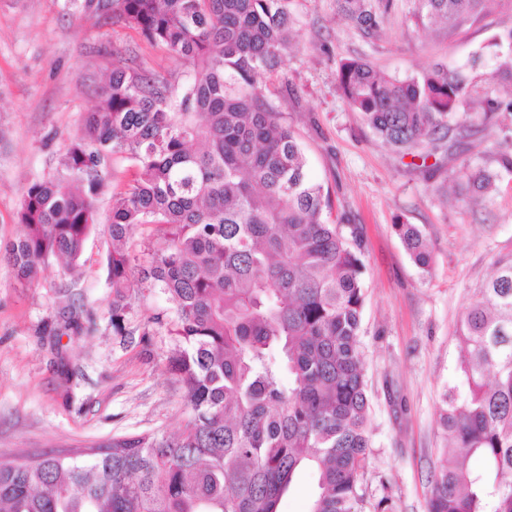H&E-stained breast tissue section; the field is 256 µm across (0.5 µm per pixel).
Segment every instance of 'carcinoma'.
Returning a JSON list of instances; mask_svg holds the SVG:
<instances>
[{"label": "carcinoma", "instance_id": "1", "mask_svg": "<svg viewBox=\"0 0 512 512\" xmlns=\"http://www.w3.org/2000/svg\"><path fill=\"white\" fill-rule=\"evenodd\" d=\"M416 25L452 33L504 0H413ZM353 25L379 28L392 0H339ZM113 18L168 49L182 80L115 67L97 108L68 144L65 174L22 193L21 233L0 264L22 284L50 260L73 272L96 223L109 159L135 174L113 196L107 224L112 335L127 324L132 291L158 289L177 337L172 354L188 414L174 435L119 434L88 457L42 454L0 465V512H278L310 467L308 512H358L372 447L360 337L365 301L357 228L329 222L332 202L307 173L293 128L268 81L286 49L285 0H65ZM494 75L512 81V29L495 43ZM347 104L390 150L425 161L488 114L463 112L459 70L385 75L361 59L336 75ZM499 173L460 164L475 198ZM163 241L133 275L129 238ZM395 230L413 262L432 269L415 224ZM468 300L459 360L442 397L441 427L455 450L431 480L428 512H512V250ZM79 315L45 334H79Z\"/></svg>", "mask_w": 512, "mask_h": 512}]
</instances>
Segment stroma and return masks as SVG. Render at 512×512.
<instances>
[{"instance_id":"stroma-1","label":"stroma","mask_w":512,"mask_h":512,"mask_svg":"<svg viewBox=\"0 0 512 512\" xmlns=\"http://www.w3.org/2000/svg\"><path fill=\"white\" fill-rule=\"evenodd\" d=\"M63 0H0V244L20 231L18 211L31 182L61 175L67 144L99 101L112 68L126 65L180 76V62L121 22L64 11ZM412 0H394L377 30L347 22L336 0H286L289 43L269 87L302 141L310 178L328 191L331 220L353 224L361 239L365 303L361 338L374 441L361 512H427L432 471L444 442L442 395L459 357L455 329L464 305L493 274L496 255L512 249V173L491 194L468 201L453 192L460 163L495 167L512 151V115L490 112L458 153L426 167L383 146L346 103L340 63L358 58L404 78L435 66L464 68L478 91L463 106L489 112L508 87L493 75L486 47L512 27V6L450 34L416 26ZM129 160L111 159L79 272L51 263L41 279L20 284L0 265V462L22 455L69 453L127 433H177L186 415L169 357L175 344L153 323L168 303L159 291L130 299L132 339L109 326L105 225L112 195L131 179ZM419 225L432 251L431 273L414 264L394 230ZM68 286L84 334L52 342Z\"/></svg>"}]
</instances>
